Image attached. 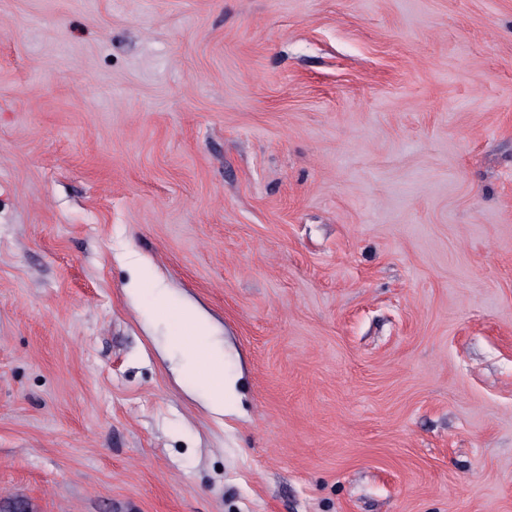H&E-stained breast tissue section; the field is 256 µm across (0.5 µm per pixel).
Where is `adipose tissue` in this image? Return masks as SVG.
<instances>
[{
  "label": "adipose tissue",
  "mask_w": 512,
  "mask_h": 512,
  "mask_svg": "<svg viewBox=\"0 0 512 512\" xmlns=\"http://www.w3.org/2000/svg\"><path fill=\"white\" fill-rule=\"evenodd\" d=\"M181 315L188 331L180 342L189 348L181 368L195 373L207 408L213 413L223 414L226 401L235 395L234 379L224 375V350L213 342L207 319L194 307L183 306Z\"/></svg>",
  "instance_id": "1"
}]
</instances>
